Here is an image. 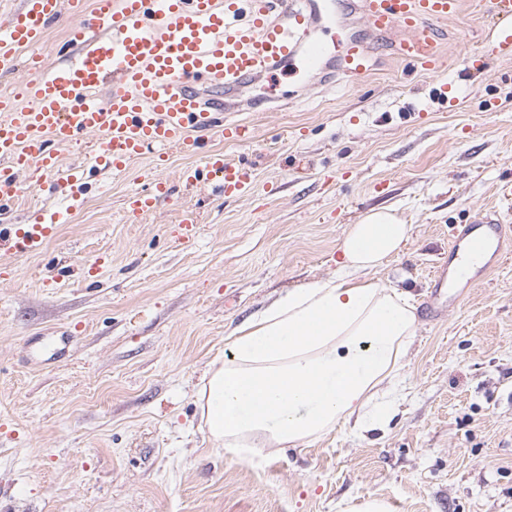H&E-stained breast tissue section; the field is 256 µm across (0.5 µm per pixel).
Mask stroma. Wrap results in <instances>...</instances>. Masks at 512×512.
Wrapping results in <instances>:
<instances>
[{
    "label": "stroma",
    "instance_id": "obj_1",
    "mask_svg": "<svg viewBox=\"0 0 512 512\" xmlns=\"http://www.w3.org/2000/svg\"><path fill=\"white\" fill-rule=\"evenodd\" d=\"M491 22L468 7L450 20L438 75L379 45L354 87L290 70L255 82L217 116L253 140L199 130L191 155L159 163L148 149L120 173L86 168L70 192L28 183L0 222L81 203L40 253L0 255V512H336L368 498L512 512V259L439 320L418 319L385 430L247 459L213 442L197 405L228 331L333 277L339 240L367 213L411 224L373 279L419 305L457 230L479 213L512 225V58L461 61ZM214 150L250 165V195L182 184ZM154 171L170 198L126 222L129 190Z\"/></svg>",
    "mask_w": 512,
    "mask_h": 512
}]
</instances>
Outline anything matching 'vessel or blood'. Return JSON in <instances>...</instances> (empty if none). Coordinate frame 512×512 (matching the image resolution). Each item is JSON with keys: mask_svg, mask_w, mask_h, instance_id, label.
Masks as SVG:
<instances>
[{"mask_svg": "<svg viewBox=\"0 0 512 512\" xmlns=\"http://www.w3.org/2000/svg\"><path fill=\"white\" fill-rule=\"evenodd\" d=\"M464 0H356L355 10L367 30L384 41L403 67L436 75L446 67L439 26L456 18ZM501 19L487 35L473 66L484 59L512 57V0H496ZM90 13L73 26L67 41L79 58L64 67L47 68L55 50L47 32L63 15ZM336 12L335 0H22L0 24V73L14 72L21 50H31L29 75L16 91L0 94V211L10 210L23 193V176L51 178L74 187L82 171H67L57 153L61 146H81L92 167L123 171L145 147L158 159L169 150L189 151L187 132L212 126L210 112L193 87L232 97L274 72L303 65L320 71L329 64L328 45L318 31ZM372 48L347 41L337 72L347 81L371 72ZM222 173L224 195L244 196L253 189L245 164L225 162L223 153L203 158L202 167L184 169L180 177L201 185L204 171ZM152 189L128 198V218L153 212L170 188L159 175ZM68 210L39 215L34 223L0 233V248L13 254L39 253ZM477 251L470 265L478 279L512 256V227L488 214L475 215L448 248V259L434 271L423 314L433 321L463 300L456 292L452 261Z\"/></svg>", "mask_w": 512, "mask_h": 512, "instance_id": "b4317fda", "label": "vessel or blood"}]
</instances>
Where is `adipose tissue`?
Wrapping results in <instances>:
<instances>
[{
    "label": "adipose tissue",
    "mask_w": 512,
    "mask_h": 512,
    "mask_svg": "<svg viewBox=\"0 0 512 512\" xmlns=\"http://www.w3.org/2000/svg\"><path fill=\"white\" fill-rule=\"evenodd\" d=\"M411 227L387 210L366 214L340 241L336 274L289 289L229 335L198 391L201 419L221 446L260 453L294 446L335 428L360 436L387 425L368 421L375 389L398 392L415 332L405 291L375 282Z\"/></svg>",
    "instance_id": "1"
}]
</instances>
